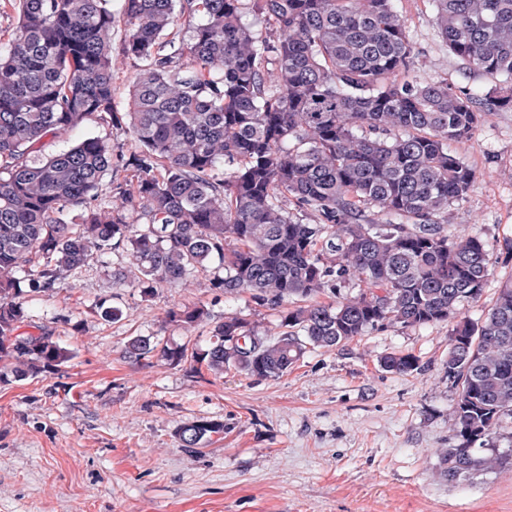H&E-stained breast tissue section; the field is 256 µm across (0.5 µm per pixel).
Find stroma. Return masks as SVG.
I'll list each match as a JSON object with an SVG mask.
<instances>
[{"label":"stroma","mask_w":512,"mask_h":512,"mask_svg":"<svg viewBox=\"0 0 512 512\" xmlns=\"http://www.w3.org/2000/svg\"><path fill=\"white\" fill-rule=\"evenodd\" d=\"M416 54L412 75L485 90L491 80L451 54L428 0H399ZM113 109L124 114L129 85L143 63L125 55L122 0H112ZM87 137L106 139L112 167L96 191L134 187L127 161L139 145L124 126L90 118L68 135L46 137L42 154ZM475 170L451 209L452 232L481 238L493 263L482 297L462 313L479 319L501 281L512 277V110L490 114L458 148ZM121 254L102 257L54 291L32 297L18 335L47 330L72 350L59 371L0 383V512H512V429L491 446L501 468L457 483L437 473L435 449L447 447L458 391L449 380V324L390 326L345 347L308 351L277 379L230 368L192 372L125 352L135 336L172 345L205 342L230 313L277 333L279 312L249 295L225 301L212 272L186 286L114 284ZM119 308L104 319L100 302ZM205 306L209 321L186 330L169 323L180 306ZM419 357L421 372L398 375L378 360ZM199 419L223 422L198 452L182 448L178 429Z\"/></svg>","instance_id":"obj_1"}]
</instances>
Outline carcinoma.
I'll use <instances>...</instances> for the list:
<instances>
[{
    "label": "carcinoma",
    "mask_w": 512,
    "mask_h": 512,
    "mask_svg": "<svg viewBox=\"0 0 512 512\" xmlns=\"http://www.w3.org/2000/svg\"><path fill=\"white\" fill-rule=\"evenodd\" d=\"M13 2L18 26L0 43V383L73 358L46 332L14 335L27 297L119 249L128 262L112 278L146 295L216 260L224 275L212 286L224 300L247 293L270 310L299 302L282 331L226 316L203 349L136 336L129 357L268 380L309 349L451 322L446 368L459 398L452 441L434 451L438 473L454 483L495 464L485 451L512 421V278L481 320L461 315L481 298L492 263L481 238L447 227L475 178L451 144L470 140L484 114L512 109V0H429L450 52L492 79L482 93L408 79L415 53L396 0H253L272 38L244 22L246 0H186L202 14L177 48L193 61L186 69L161 42L177 0H123L124 53L145 62L126 112L142 150L130 161L136 195L118 184L105 207L92 201L112 166L108 143L33 153L49 134L112 114V0ZM74 208L79 224L65 219ZM352 281L358 292L341 293ZM326 293L333 301L318 300ZM208 317L202 306L168 313L186 328ZM379 363L400 375L421 370L410 353ZM222 432L224 423L202 419L178 437L195 452Z\"/></svg>",
    "instance_id": "obj_1"
}]
</instances>
